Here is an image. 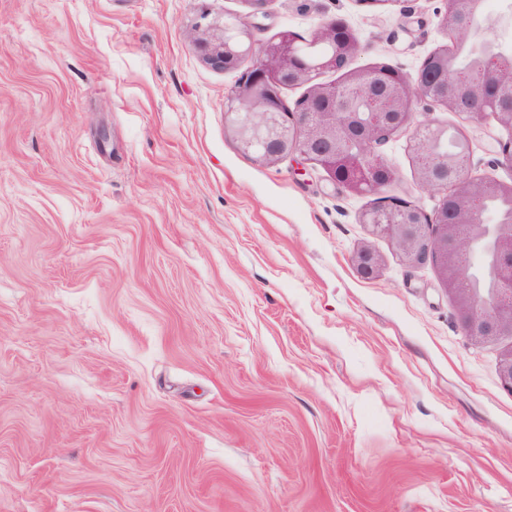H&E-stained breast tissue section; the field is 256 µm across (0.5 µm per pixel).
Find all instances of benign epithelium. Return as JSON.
I'll return each instance as SVG.
<instances>
[{
	"label": "benign epithelium",
	"mask_w": 512,
	"mask_h": 512,
	"mask_svg": "<svg viewBox=\"0 0 512 512\" xmlns=\"http://www.w3.org/2000/svg\"><path fill=\"white\" fill-rule=\"evenodd\" d=\"M248 13L212 18L197 26L192 42L202 61L220 70L241 72L227 94L224 131L241 150L263 164L298 157L322 167L340 187L357 194H380L395 180L396 171L382 147L407 130L411 156L429 159L451 172L435 179L416 168L419 186L442 194L430 214L397 197H382L361 215L372 233L388 237L402 262L410 267L434 266L454 300L459 327L472 342L483 344L512 337V182L472 174L470 151L440 153L448 128L417 120L416 105L439 106L467 120L492 117L509 131L500 145L498 164L512 170V113L499 105L512 100V59L497 51L492 29L508 19L485 14L484 0H446L442 26L467 27L465 43L476 51L461 78L448 46L425 57L415 79L385 64L354 65L359 51L355 31L338 19L321 22L307 40L283 31L258 43L250 18L268 0H243ZM343 71L338 83L321 81L330 71ZM304 86L294 106L286 104L285 87ZM499 204L498 220L486 223L485 204ZM482 244L489 270L488 287L475 288L471 276L473 246ZM358 273L371 278L382 266L370 247L355 254ZM497 373L512 391V346L499 353Z\"/></svg>",
	"instance_id": "7a95c632"
}]
</instances>
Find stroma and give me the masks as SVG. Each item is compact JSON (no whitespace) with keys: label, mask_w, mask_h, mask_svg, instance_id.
Masks as SVG:
<instances>
[{"label":"stroma","mask_w":512,"mask_h":512,"mask_svg":"<svg viewBox=\"0 0 512 512\" xmlns=\"http://www.w3.org/2000/svg\"><path fill=\"white\" fill-rule=\"evenodd\" d=\"M445 0H268L416 75ZM242 0H0V512H512L505 337L473 344L374 196L224 132L237 72L191 39ZM464 127L474 175L507 130ZM401 135L385 193L425 211ZM383 259L362 278L353 257Z\"/></svg>","instance_id":"obj_1"}]
</instances>
